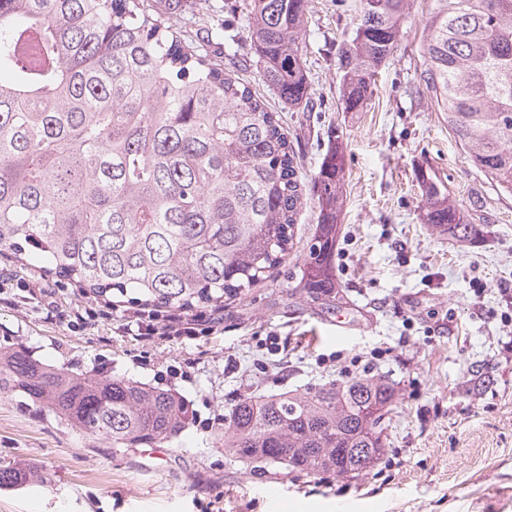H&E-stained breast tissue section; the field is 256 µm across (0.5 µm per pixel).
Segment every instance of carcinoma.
<instances>
[{"instance_id": "1", "label": "carcinoma", "mask_w": 512, "mask_h": 512, "mask_svg": "<svg viewBox=\"0 0 512 512\" xmlns=\"http://www.w3.org/2000/svg\"><path fill=\"white\" fill-rule=\"evenodd\" d=\"M185 0H0V255L96 299L145 309L222 308L295 257L294 289L339 301L336 247L344 132L311 178L318 221L297 240L306 186L279 114L235 71L175 31ZM411 0H361L338 57L339 104L361 112ZM264 83L308 107V0H244ZM426 88L470 165L512 195V0H432L420 44ZM420 220L484 237L419 170ZM0 394L112 444L171 443L193 419L170 390L0 346ZM393 384L365 377L240 398L224 408V455L304 475L359 473L385 453ZM31 468L0 466V488Z\"/></svg>"}]
</instances>
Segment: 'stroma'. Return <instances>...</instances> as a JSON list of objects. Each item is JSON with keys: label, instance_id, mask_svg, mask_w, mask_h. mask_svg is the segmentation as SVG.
I'll return each instance as SVG.
<instances>
[{"label": "stroma", "instance_id": "1", "mask_svg": "<svg viewBox=\"0 0 512 512\" xmlns=\"http://www.w3.org/2000/svg\"><path fill=\"white\" fill-rule=\"evenodd\" d=\"M430 0H414L364 111L339 104L338 53L361 0H310L304 60L312 109L281 103L236 23L235 62L279 112L300 171L319 169L331 129L346 135L345 202L336 249L344 303L294 290L292 268L224 309V328L193 339L138 341L105 304L60 282L58 303L99 312L73 333L46 305L0 296V344L68 368H98L172 389L194 419L164 458L113 451L20 397L0 395V464L25 463L39 482L0 488V512H512V349L500 293L512 286V196L472 168L423 82L419 46ZM446 179L452 203L487 236L460 244L420 221L419 167ZM351 321L337 338L336 316ZM378 354L398 403L390 447L356 475L305 476L224 455V408L243 396L302 392L339 381L352 357ZM486 392L463 391L471 366Z\"/></svg>", "mask_w": 512, "mask_h": 512}]
</instances>
